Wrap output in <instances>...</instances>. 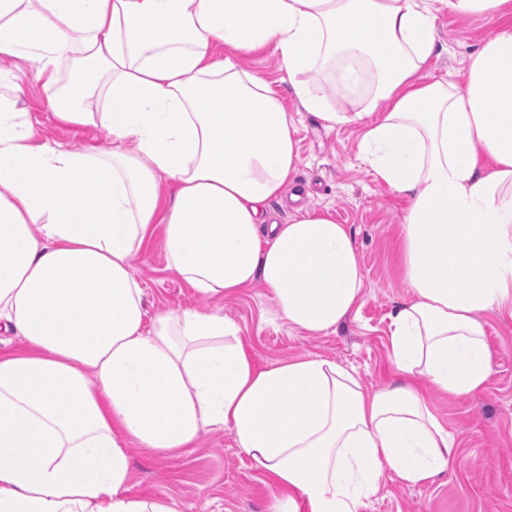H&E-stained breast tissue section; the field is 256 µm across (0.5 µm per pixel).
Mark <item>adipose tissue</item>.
<instances>
[{"mask_svg":"<svg viewBox=\"0 0 512 512\" xmlns=\"http://www.w3.org/2000/svg\"><path fill=\"white\" fill-rule=\"evenodd\" d=\"M442 11L502 16L512 0H0V80L37 59L55 118L109 136L42 141L0 95V328L21 341L0 352V512H177L132 492L128 444L177 453L224 428L268 477L271 512H358L386 474L415 486L447 469L456 439L426 390H486L481 317L512 318V25L469 55L463 84L425 81ZM270 44L303 110L358 124L361 160L408 201L410 296L383 389L321 356L256 368L218 313L144 322L136 263L157 227L192 288L262 283L308 334L363 302L346 225L268 209L297 171L292 125L265 79L217 53ZM68 53L94 66L69 92ZM330 64L343 110L306 81Z\"/></svg>","mask_w":512,"mask_h":512,"instance_id":"1","label":"adipose tissue"}]
</instances>
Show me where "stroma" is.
<instances>
[{
	"label": "stroma",
	"mask_w": 512,
	"mask_h": 512,
	"mask_svg": "<svg viewBox=\"0 0 512 512\" xmlns=\"http://www.w3.org/2000/svg\"><path fill=\"white\" fill-rule=\"evenodd\" d=\"M496 24L484 14L438 13L435 26L441 47L424 78L444 80L449 73L463 71L468 55ZM236 61L278 91L293 122L299 163L291 189L300 200H274L270 210L283 224L301 205L330 212L337 223L347 225L361 258L363 303L336 332L314 336L276 318L262 284L221 301L209 300L169 269L157 228L137 265L146 317L184 309L217 311L237 324L257 368L318 355L355 368L372 388H385L395 374L388 352L390 315L409 295L399 256L406 202L358 159V125L329 129L300 110L273 47L237 56ZM17 83L20 107L29 113L42 139L74 149L104 143L105 131L80 129L54 118L52 92L38 77L37 61L25 63ZM485 334L494 356L489 387L462 397L429 393L457 440L447 469L411 487L386 477L375 492L362 498L358 512H512V319L487 315ZM129 454L133 492L174 499L178 512H270L265 478L229 430L203 432L194 447L178 455L148 454L137 447Z\"/></svg>",
	"instance_id": "1"
}]
</instances>
